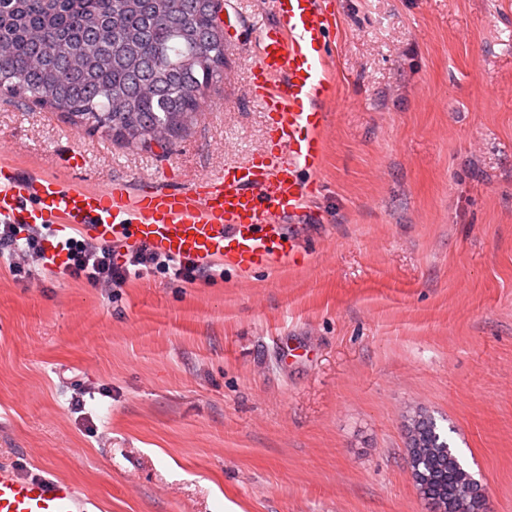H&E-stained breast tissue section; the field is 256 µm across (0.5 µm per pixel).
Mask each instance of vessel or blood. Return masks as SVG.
<instances>
[{"label":"vessel or blood","instance_id":"obj_1","mask_svg":"<svg viewBox=\"0 0 512 512\" xmlns=\"http://www.w3.org/2000/svg\"><path fill=\"white\" fill-rule=\"evenodd\" d=\"M271 23L258 27L251 98L271 124V140L223 174H203L180 189L140 188L113 180L102 191L59 177L20 175L0 163V222L68 227L114 246L145 244L197 263L218 262L242 273L298 258L285 221L304 214L310 179L324 152L333 94L325 69L326 36L336 23L323 0H269ZM74 484L0 464V512H94Z\"/></svg>","mask_w":512,"mask_h":512}]
</instances>
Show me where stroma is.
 Wrapping results in <instances>:
<instances>
[{
	"label": "stroma",
	"mask_w": 512,
	"mask_h": 512,
	"mask_svg": "<svg viewBox=\"0 0 512 512\" xmlns=\"http://www.w3.org/2000/svg\"><path fill=\"white\" fill-rule=\"evenodd\" d=\"M331 99L301 259L95 288L0 260V464L96 512H427L420 408L512 512V0H325ZM170 149L0 95V161L90 190L182 188L258 149L253 25ZM295 349L282 359L280 340Z\"/></svg>",
	"instance_id": "stroma-1"
}]
</instances>
